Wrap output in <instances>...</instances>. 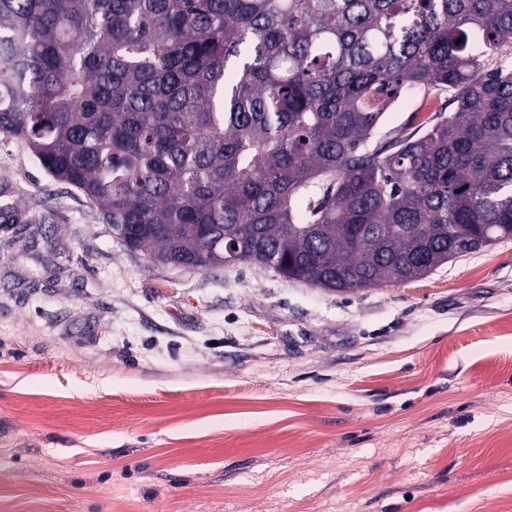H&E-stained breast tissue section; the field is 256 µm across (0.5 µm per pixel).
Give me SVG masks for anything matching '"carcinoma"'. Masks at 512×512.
I'll list each match as a JSON object with an SVG mask.
<instances>
[{
    "label": "carcinoma",
    "instance_id": "carcinoma-1",
    "mask_svg": "<svg viewBox=\"0 0 512 512\" xmlns=\"http://www.w3.org/2000/svg\"><path fill=\"white\" fill-rule=\"evenodd\" d=\"M509 46L512 0H0V135L152 261L355 293L512 237ZM405 87L454 110L377 136Z\"/></svg>",
    "mask_w": 512,
    "mask_h": 512
}]
</instances>
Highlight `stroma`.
I'll list each match as a JSON object with an SVG mask.
<instances>
[{
  "label": "stroma",
  "mask_w": 512,
  "mask_h": 512,
  "mask_svg": "<svg viewBox=\"0 0 512 512\" xmlns=\"http://www.w3.org/2000/svg\"><path fill=\"white\" fill-rule=\"evenodd\" d=\"M401 98L381 130L447 102ZM510 498L512 239L354 294L162 265L0 139V512Z\"/></svg>",
  "instance_id": "35a3bbf8"
}]
</instances>
